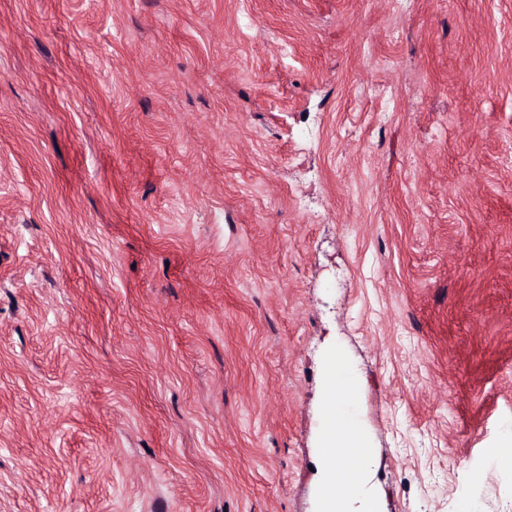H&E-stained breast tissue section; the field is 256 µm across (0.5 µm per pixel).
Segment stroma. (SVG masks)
Instances as JSON below:
<instances>
[{
    "label": "stroma",
    "instance_id": "1",
    "mask_svg": "<svg viewBox=\"0 0 512 512\" xmlns=\"http://www.w3.org/2000/svg\"><path fill=\"white\" fill-rule=\"evenodd\" d=\"M338 355L512 512V0H0V512H324Z\"/></svg>",
    "mask_w": 512,
    "mask_h": 512
}]
</instances>
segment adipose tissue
Here are the masks:
<instances>
[{
    "label": "adipose tissue",
    "mask_w": 512,
    "mask_h": 512,
    "mask_svg": "<svg viewBox=\"0 0 512 512\" xmlns=\"http://www.w3.org/2000/svg\"><path fill=\"white\" fill-rule=\"evenodd\" d=\"M354 379L342 360H334L325 375V413L321 460L325 473L326 512H344L347 499L356 497L372 463L365 436L346 419Z\"/></svg>",
    "instance_id": "adipose-tissue-1"
}]
</instances>
